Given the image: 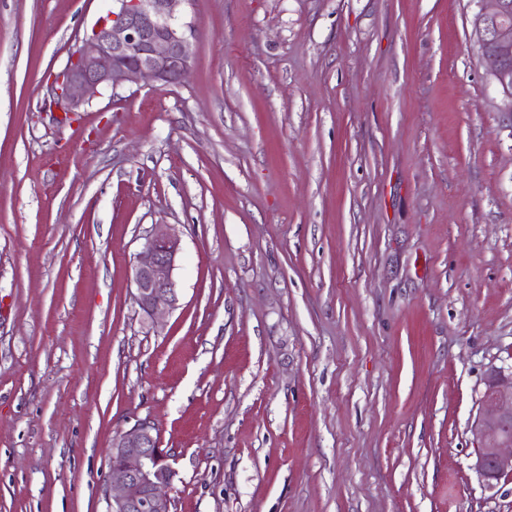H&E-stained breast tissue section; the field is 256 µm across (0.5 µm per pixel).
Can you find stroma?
I'll return each mask as SVG.
<instances>
[{
  "label": "stroma",
  "mask_w": 512,
  "mask_h": 512,
  "mask_svg": "<svg viewBox=\"0 0 512 512\" xmlns=\"http://www.w3.org/2000/svg\"><path fill=\"white\" fill-rule=\"evenodd\" d=\"M112 0H0V512H106L147 418L173 512H512V114L474 0H188L181 85L60 118ZM180 230L173 311L132 292ZM477 444L474 469L486 482L512 476V369L492 370L483 404L471 426Z\"/></svg>",
  "instance_id": "obj_1"
}]
</instances>
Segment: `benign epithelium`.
Listing matches in <instances>:
<instances>
[{
    "label": "benign epithelium",
    "instance_id": "1",
    "mask_svg": "<svg viewBox=\"0 0 512 512\" xmlns=\"http://www.w3.org/2000/svg\"><path fill=\"white\" fill-rule=\"evenodd\" d=\"M181 0H112V9L78 39L64 68L51 76L53 104L67 114L127 83L179 85L190 69L191 26L176 16ZM474 36L487 75L512 112V7L507 0H476ZM180 238L172 224L147 231L133 272L134 301L147 315L178 303L174 270ZM474 469L486 482L512 476V372L492 370L471 426ZM176 471L160 448L155 424L138 419L112 439L106 512H171L167 489Z\"/></svg>",
    "mask_w": 512,
    "mask_h": 512
}]
</instances>
